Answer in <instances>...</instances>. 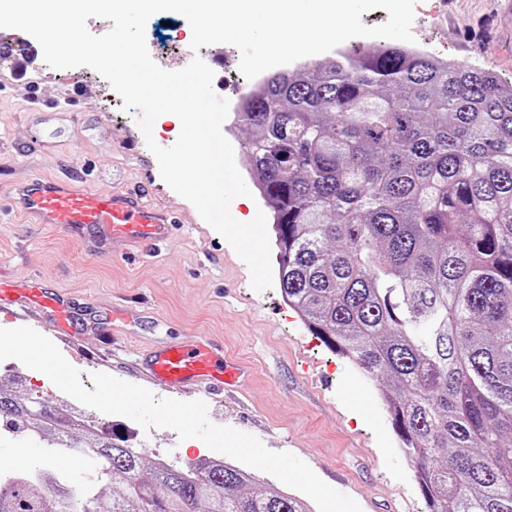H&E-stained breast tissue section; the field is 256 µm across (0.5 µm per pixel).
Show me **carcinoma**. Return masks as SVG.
<instances>
[{"instance_id":"obj_1","label":"carcinoma","mask_w":512,"mask_h":512,"mask_svg":"<svg viewBox=\"0 0 512 512\" xmlns=\"http://www.w3.org/2000/svg\"><path fill=\"white\" fill-rule=\"evenodd\" d=\"M242 121L282 295L382 385L429 512H512V86L404 47L279 71ZM95 461L0 512H312L226 461L144 457L0 388V426Z\"/></svg>"}]
</instances>
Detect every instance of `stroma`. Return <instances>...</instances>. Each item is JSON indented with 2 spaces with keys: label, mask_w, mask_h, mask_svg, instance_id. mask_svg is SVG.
<instances>
[{
  "label": "stroma",
  "mask_w": 512,
  "mask_h": 512,
  "mask_svg": "<svg viewBox=\"0 0 512 512\" xmlns=\"http://www.w3.org/2000/svg\"><path fill=\"white\" fill-rule=\"evenodd\" d=\"M507 0H417L413 34L448 60L489 71L512 85V11ZM191 42L181 15L161 12L147 22L146 43L161 68L172 69L173 43ZM16 37L17 56L0 62V286L37 280L44 296L67 304L65 331L38 303L0 305V327L36 324L86 389L103 372L143 386L160 398L177 393L148 373L155 352L206 342L240 364L243 379L221 391L191 392L209 419L288 452L328 485L343 481L361 512H428L415 468L395 435L380 386L354 362L329 350L282 297L279 285L257 292L235 250L196 208L161 178L139 131L138 109L100 108L109 82L87 67L48 66L29 34ZM55 101L52 109L36 108ZM41 176L73 178L83 190L143 187L149 200L173 210V237L150 253L128 254L124 242L92 232L68 235L55 225L10 211L19 189ZM148 460L182 465L208 454L170 429L128 422Z\"/></svg>",
  "instance_id": "1"
}]
</instances>
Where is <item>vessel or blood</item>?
Masks as SVG:
<instances>
[{
	"label": "vessel or blood",
	"instance_id": "obj_1",
	"mask_svg": "<svg viewBox=\"0 0 512 512\" xmlns=\"http://www.w3.org/2000/svg\"><path fill=\"white\" fill-rule=\"evenodd\" d=\"M10 207L42 224H56L75 234L91 229L143 249L166 240L174 222L170 209L152 205L144 189L80 191L71 179L58 176L23 187ZM150 373L182 392L192 386L234 385L240 368L201 345L171 346L155 354Z\"/></svg>",
	"mask_w": 512,
	"mask_h": 512
}]
</instances>
